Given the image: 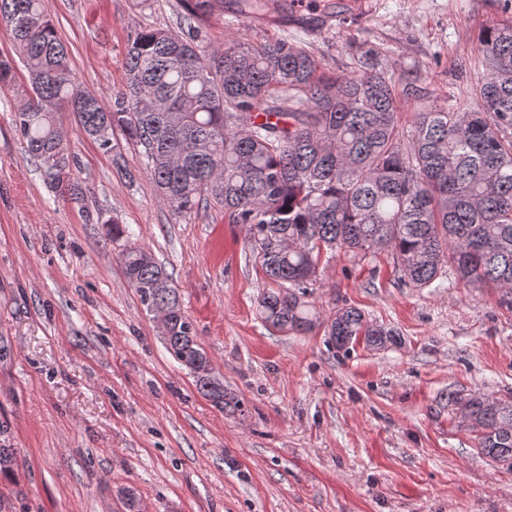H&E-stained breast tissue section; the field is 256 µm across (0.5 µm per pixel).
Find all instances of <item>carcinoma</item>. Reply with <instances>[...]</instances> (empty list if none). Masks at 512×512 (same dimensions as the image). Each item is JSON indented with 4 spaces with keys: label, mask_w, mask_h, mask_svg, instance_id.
I'll use <instances>...</instances> for the list:
<instances>
[{
    "label": "carcinoma",
    "mask_w": 512,
    "mask_h": 512,
    "mask_svg": "<svg viewBox=\"0 0 512 512\" xmlns=\"http://www.w3.org/2000/svg\"><path fill=\"white\" fill-rule=\"evenodd\" d=\"M181 3L179 30L131 32L125 86L107 103L77 84L42 0H0L15 52L0 56V89L12 87L21 63L28 90L13 124L57 196L84 197L60 127L64 111L106 151L120 130L173 215L214 205L245 228L273 284L257 302L267 327H314L307 288L322 255L338 249L388 252L416 288L452 280L497 288L512 309V21L478 38L486 73L476 107L433 102L404 128L383 74L327 76L311 51L286 38L233 39L207 56L182 30L195 29L214 0ZM240 9L271 15L278 4L242 0ZM121 261L146 310L175 308L165 347L197 392L221 410L238 409L224 403L223 382H200L206 351L164 267L141 246L123 248ZM327 328L339 348L360 338L377 348L394 341L355 307L336 310ZM450 402L476 433L478 452L512 468V399L454 394ZM17 460V449L0 444V475Z\"/></svg>",
    "instance_id": "cac0c4a2"
}]
</instances>
